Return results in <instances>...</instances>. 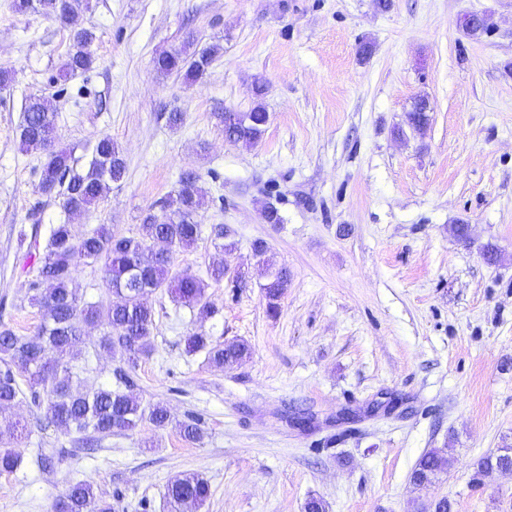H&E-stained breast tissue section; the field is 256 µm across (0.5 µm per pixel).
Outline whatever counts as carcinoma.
I'll return each instance as SVG.
<instances>
[{"label":"carcinoma","instance_id":"cac0c4a2","mask_svg":"<svg viewBox=\"0 0 512 512\" xmlns=\"http://www.w3.org/2000/svg\"><path fill=\"white\" fill-rule=\"evenodd\" d=\"M84 0H13L19 14L39 13L70 29L71 50L59 67L58 76L67 79L92 68L95 57L90 49L94 34L77 24ZM221 47L213 45L192 55L180 51L164 52L155 60L157 70L177 74L190 85L199 81ZM236 122L226 125L219 115L224 133L233 141L246 146L256 144L265 132L268 113L260 103L248 112L235 113ZM429 105L423 98L414 101L407 113L409 126L429 125ZM19 145L24 152H40L45 160L40 168L39 186L42 192L61 199L66 212H88L95 208L110 185L123 180L126 163L112 138L103 136L95 143L91 158L82 167L73 151L55 146V113L41 96L27 100L18 129ZM206 204L193 170L181 174L180 187L164 205L160 215L147 212L137 233L117 235L107 224L77 237L70 225L55 224L50 229L46 250L39 257L38 277L47 285L33 296L42 312L36 330L20 336L8 325L0 324V412L18 400L21 389L16 375L28 384L31 403L45 407L46 415L56 426L84 436L86 442L98 444L112 433L131 431L147 420L158 428L171 423L166 407L160 404L144 406L129 391L101 386L82 390L72 386V363L82 356L86 345L85 327L100 324L106 333L99 347L109 353L120 351L131 363L151 352L150 338L154 312L145 301V292L167 291L172 299L198 307L199 313L209 316L212 305L206 299L207 284L186 271H175L172 258L160 259L152 244L165 239L171 250L188 249L199 240L202 229L198 216ZM254 253L269 273L270 281L263 285L268 306L274 310L290 275L285 267H275L267 256V247L258 242ZM102 264L105 294L113 296L115 287H122L116 300L90 303L72 287L76 266ZM189 352L206 351L208 359L219 366L241 361L248 355L244 343H211L199 334L186 337ZM19 436L9 440L0 437V472H14L23 461L18 448ZM451 460L439 450L431 449L418 460L413 476L429 481L444 473ZM210 497L208 481L198 474L180 475L165 486L164 498L169 512H193ZM52 512H112V504L100 499L93 485L76 481L69 485Z\"/></svg>","mask_w":512,"mask_h":512}]
</instances>
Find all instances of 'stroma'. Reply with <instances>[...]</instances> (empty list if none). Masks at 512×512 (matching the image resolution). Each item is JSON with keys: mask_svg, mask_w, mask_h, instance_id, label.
Masks as SVG:
<instances>
[{"mask_svg": "<svg viewBox=\"0 0 512 512\" xmlns=\"http://www.w3.org/2000/svg\"><path fill=\"white\" fill-rule=\"evenodd\" d=\"M477 11L493 21L478 38L463 30ZM79 23L95 63L62 81L68 28L0 0V67L14 74L0 92V323L40 324L33 259L51 225L135 234L188 169L206 196L202 235L174 267L229 272L206 290L209 317L149 295L153 350L136 364L104 351L76 362L89 388L125 368L172 426L145 421L89 450L29 399L0 412V432L28 433L21 467L0 474V512H51L74 480L112 512H167L168 480L189 473L210 485L199 512H305L312 497L327 512H426L442 497L452 512H512V474L477 470L512 445V0H87ZM216 43L197 84L154 65ZM33 94L75 156L105 135L121 147L126 175L97 208L71 215L39 190L44 156L18 140ZM420 96L431 121L418 132L406 114ZM258 103L261 140H227L220 113ZM268 204L281 223L266 222ZM259 241L290 275L274 311ZM193 332L250 354L216 366L187 352ZM191 416L197 442L176 427ZM432 448L452 466L415 486ZM42 450L55 455L46 473Z\"/></svg>", "mask_w": 512, "mask_h": 512, "instance_id": "35a3bbf8", "label": "stroma"}]
</instances>
